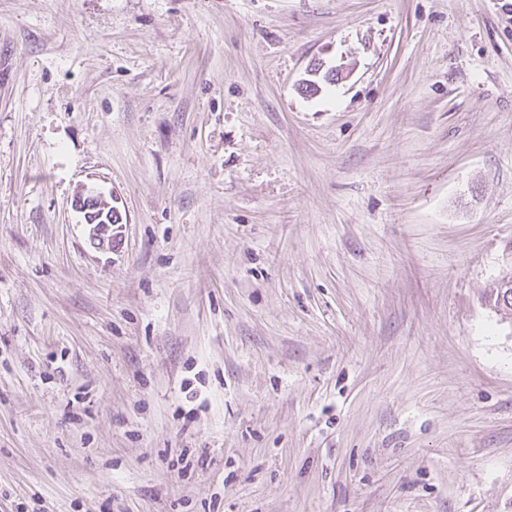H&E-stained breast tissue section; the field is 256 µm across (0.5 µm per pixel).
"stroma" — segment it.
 Segmentation results:
<instances>
[{"mask_svg": "<svg viewBox=\"0 0 512 512\" xmlns=\"http://www.w3.org/2000/svg\"><path fill=\"white\" fill-rule=\"evenodd\" d=\"M510 269L512 0H0V512H512ZM112 200L114 201L112 193L109 200L98 188L83 185L74 197L72 203L73 208L83 214L84 223L92 226L91 240L96 248L100 250L112 249V210L119 212V210L112 205ZM100 208L102 209L100 216L106 214L109 210L107 214V218L109 219L97 223V220L92 221L91 218L94 216V211ZM111 215L112 217L110 218Z\"/></svg>", "mask_w": 512, "mask_h": 512, "instance_id": "1", "label": "stroma"}]
</instances>
